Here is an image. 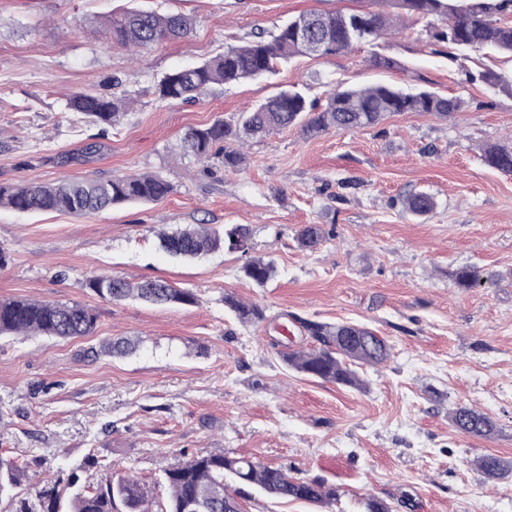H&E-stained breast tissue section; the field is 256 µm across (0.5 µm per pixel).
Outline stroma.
Masks as SVG:
<instances>
[{
  "label": "stroma",
  "instance_id": "1",
  "mask_svg": "<svg viewBox=\"0 0 512 512\" xmlns=\"http://www.w3.org/2000/svg\"><path fill=\"white\" fill-rule=\"evenodd\" d=\"M133 4L196 25L136 62L98 31ZM313 11L398 13L389 0H0V184L150 172L174 186L162 201L93 217L0 208L10 257L0 298L79 303L97 316L84 339L0 338V458L44 479L67 466L94 480L97 457L141 479L159 504L166 470L221 448L336 491L311 504L245 485V512H365L372 496L397 512H512V476L491 480L477 467L488 454L512 462V174L483 161L486 147L512 146V94L477 79L511 76L512 58L449 53L426 32L440 26L434 17L343 54L294 57L194 102L156 94L174 70ZM377 83L463 106L315 137L291 127L246 142L237 171L179 151L188 128L281 88L301 89L320 111L331 89ZM74 92L132 104L116 125H96L69 112ZM418 191L436 202L424 217L402 206ZM188 224L248 225L251 253H164L159 231ZM310 224L325 237L305 250L297 236ZM251 255L274 264L265 285L243 274ZM464 267L481 270L480 286L456 285ZM96 275L162 279L198 302L105 301L83 285ZM228 293L259 304L263 320L240 323ZM308 321L365 325L391 355L352 363L358 388L297 372L281 354L312 347ZM121 336L141 343L124 356L101 352ZM460 405L486 414L493 432H458L449 413Z\"/></svg>",
  "mask_w": 512,
  "mask_h": 512
}]
</instances>
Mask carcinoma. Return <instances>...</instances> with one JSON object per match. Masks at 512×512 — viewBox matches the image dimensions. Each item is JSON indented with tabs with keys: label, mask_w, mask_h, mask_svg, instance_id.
I'll use <instances>...</instances> for the list:
<instances>
[{
	"label": "carcinoma",
	"mask_w": 512,
	"mask_h": 512,
	"mask_svg": "<svg viewBox=\"0 0 512 512\" xmlns=\"http://www.w3.org/2000/svg\"><path fill=\"white\" fill-rule=\"evenodd\" d=\"M414 17L429 15L449 17L446 29L435 34L437 40L458 52L485 50L512 57V0H392ZM315 36L324 44L325 53L335 56L351 49L362 40L382 38L392 19L376 12L309 13ZM195 20L181 13L162 14L148 9H127L104 22L108 39L139 51L168 40L187 36ZM294 21L277 28L270 35L262 32L241 46H228L224 52L201 63L178 69L166 75L158 85L161 100L193 101L214 86L266 77L277 66L306 51L292 32ZM490 89L512 94V79L485 71L480 74ZM462 106L458 98H448L422 90L407 93L388 85L364 88L337 87L329 93L326 107L312 111L304 93L288 87L277 91L251 110L226 120L192 127L180 140L181 153L205 160L222 155L224 169L235 171L243 162L238 143L246 138H264L288 126H299L304 135L314 137L335 129H364L378 124L390 114L428 112L446 116ZM127 107V100L117 97L75 93L69 97L68 109L93 124L111 125ZM484 161L492 168L512 173V148L490 146L484 150ZM173 191L169 180L159 174H128L107 180H77L63 177L52 183H29L23 186L0 185V207L19 212H60L94 216L114 207L131 203H156ZM405 209L413 215L430 213L435 202L426 193H415L404 200ZM323 238L322 229L311 224L302 229L299 239L312 248ZM159 240L171 256L193 259L219 249L240 251L252 249L251 230L244 224H226L223 230L202 225H189L171 233L162 232ZM244 274L259 286L274 274L273 264L260 258L249 260ZM112 282L104 292L99 285ZM456 284L472 288L483 281L480 271L462 268L455 274ZM84 287L100 298L120 301L130 297L154 305H194L197 295L189 289L172 286L164 280L132 283L116 276H93ZM224 304L235 312L242 323L263 318L262 309L234 295H224ZM97 316L92 309L73 304L31 299H0L1 336H46L61 340L85 338L96 330ZM315 345L308 350L282 354V360L295 370L321 380L342 385L361 386L346 360L378 365L390 357V345L365 325L351 322L306 325ZM101 349L115 355H126L136 349L128 337L114 338ZM454 427L469 437H487L493 431L492 421L482 412L460 406L450 415ZM489 478L504 475L509 466L499 457L485 455L478 462ZM237 483L256 486L281 500L323 503L335 491L317 480L293 477L287 469L270 467L246 457H229L214 450L192 457L184 464L165 472L170 489L166 504L157 512H243L238 494L229 490L226 477ZM6 500L10 512H149V491L137 477L117 469L104 467L94 483L85 482L76 470L61 469L47 480L33 482L26 470L11 460L0 459V501Z\"/></svg>",
	"instance_id": "carcinoma-1"
}]
</instances>
